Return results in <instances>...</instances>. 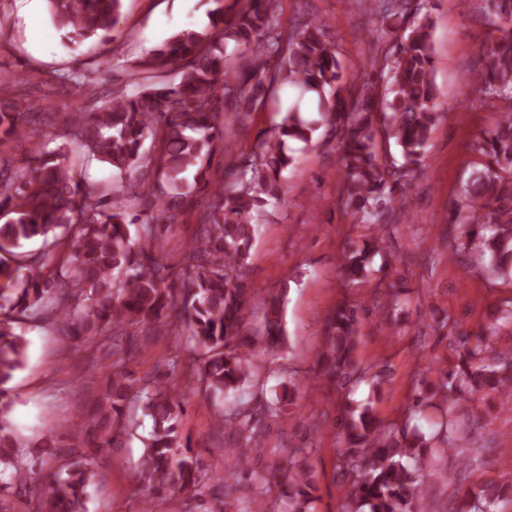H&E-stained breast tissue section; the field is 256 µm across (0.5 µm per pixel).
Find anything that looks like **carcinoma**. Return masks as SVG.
<instances>
[{
	"label": "carcinoma",
	"mask_w": 512,
	"mask_h": 512,
	"mask_svg": "<svg viewBox=\"0 0 512 512\" xmlns=\"http://www.w3.org/2000/svg\"><path fill=\"white\" fill-rule=\"evenodd\" d=\"M47 2L52 22L78 49L114 40L122 24L123 0ZM211 2L205 25L178 30L146 51L131 65L125 89L100 111L66 116L72 143L112 170L113 187L86 183L69 147H40V130L58 113L25 118L7 92L9 75L0 74V512H15L12 498L28 486L29 467L8 421L9 383L26 362L23 325L52 315L61 321L60 335L112 351V373L94 413L70 431L71 446L118 445L142 410L153 431L136 475L154 491L151 509L176 490L207 487L211 476L191 437H182L180 388L129 369L137 352L132 329L145 326L157 336L187 330L197 352L186 356L173 345L167 371L182 373L215 407V426L242 442L243 451L226 461L218 478L210 512H310L317 486L304 463L309 448L293 446L288 467L268 476L251 468L252 455L262 454L271 427L287 412L281 400L266 397L252 357L256 347L273 348L285 335L282 296L254 307L247 325V261L267 206L281 200V178L295 160L289 144L315 148L325 133L340 147L343 207L368 230L341 251L339 266L350 282L368 279L382 249L376 228L393 210L403 178L425 165L438 116L432 21L414 0H382L377 38L390 36L393 45L380 75H368L355 92L339 83V53L321 24L301 23L285 34L276 0H233L230 14L226 0ZM488 20L500 36L486 53L474 95L505 106L497 124L472 144L479 160L462 189L464 204L449 214L458 230L451 257L485 260L491 275L511 280L512 0H488ZM171 69L178 70L176 82L166 77ZM285 85L315 100L316 116L289 108L251 153L240 154L232 179L200 203L213 156L232 148L225 114L258 112L279 101ZM33 138L16 159L18 144ZM393 144L403 158L399 166L386 160ZM194 210L198 234L174 278L160 229L178 226ZM30 243L39 247L25 249ZM379 294L377 309L401 310L410 301L401 280ZM371 313L345 302L325 321L320 375L339 389L382 379L354 356ZM506 326H512V303L480 331L456 339L453 366L436 369L437 380L412 396L399 424L382 423L369 402L341 397L335 470L345 490L338 512H421L440 444L467 468L483 463L493 448L474 447L471 416L487 396L512 395V350L494 347ZM460 401L470 411L462 419ZM429 408L443 415L427 435L414 420ZM96 480L92 464L72 463L41 492L40 512H87L88 487ZM273 483L288 490L270 504ZM499 498L496 488H475L453 512H492Z\"/></svg>",
	"instance_id": "1"
}]
</instances>
